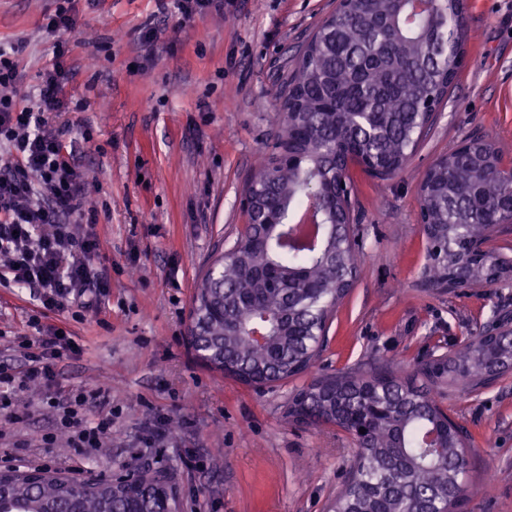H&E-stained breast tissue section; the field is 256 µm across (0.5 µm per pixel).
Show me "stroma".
<instances>
[{"instance_id":"1","label":"stroma","mask_w":512,"mask_h":512,"mask_svg":"<svg viewBox=\"0 0 512 512\" xmlns=\"http://www.w3.org/2000/svg\"><path fill=\"white\" fill-rule=\"evenodd\" d=\"M161 3H71L67 117L92 128L78 149L111 286L83 319L67 310L49 321L68 327L79 346L59 362L57 389L106 393L112 433L89 457L63 436L45 447L54 416L32 387L16 395L25 422L0 414V458L59 475L78 466L87 480L163 470L176 512H328L356 445L338 427L286 418L290 394L311 375L243 385L207 367L187 331L195 288L246 224L240 192L278 133L276 69H291L336 0H224L223 11L187 18ZM57 6L0 0V43L21 47L19 93L51 64L46 19ZM466 25L465 65L406 167L385 181L351 171L357 281L329 323L315 374L373 363L409 372L500 325L499 304L512 313V287L423 286L426 170L474 137L496 141L512 163V0H468ZM38 306L28 289L0 287V362L20 366L13 342ZM437 399L473 438L460 512H512V374L474 392L448 386ZM151 429L159 440L150 448Z\"/></svg>"}]
</instances>
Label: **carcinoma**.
<instances>
[{"label":"carcinoma","mask_w":512,"mask_h":512,"mask_svg":"<svg viewBox=\"0 0 512 512\" xmlns=\"http://www.w3.org/2000/svg\"><path fill=\"white\" fill-rule=\"evenodd\" d=\"M466 0H345L316 31L280 85L277 138L302 164L264 154L256 191L273 190L284 222L272 233L257 211L230 252L204 272L189 328L201 358L248 385L310 372L334 310L352 288L356 240L344 205L353 185L341 146L354 143L363 170L384 180L412 155L427 113L447 96L465 58ZM427 225L425 282L433 288L494 285L505 269L479 255L512 223V166L490 139L473 140L432 165L421 201ZM512 371V330L484 331L414 372L340 371L288 398L287 417L309 425L360 426L350 475L333 512H454L470 470L469 435L431 395L448 380L467 389ZM157 476L135 497L100 480L49 476L5 483L19 512H155Z\"/></svg>","instance_id":"obj_1"}]
</instances>
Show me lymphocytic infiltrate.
<instances>
[{
	"label": "lymphocytic infiltrate",
	"mask_w": 512,
	"mask_h": 512,
	"mask_svg": "<svg viewBox=\"0 0 512 512\" xmlns=\"http://www.w3.org/2000/svg\"><path fill=\"white\" fill-rule=\"evenodd\" d=\"M46 28L57 41L35 103L18 97L17 64L0 46V143L8 145L6 159H0V286L29 289L40 302L39 315L31 320L37 337L23 336L17 343L23 368L0 364V411L14 422L25 421L26 413L14 403L17 391L42 388L56 414L55 428L43 435V444L64 435L84 455L101 448L111 433L112 411L100 408L95 419H87L86 410L97 405L99 393L56 390V367L68 337L47 318L85 294L104 296L108 280L102 244L93 231L97 209L84 191L80 161L67 145L73 126L62 117L66 103L60 76L74 29L68 8L49 15Z\"/></svg>",
	"instance_id": "obj_1"
}]
</instances>
